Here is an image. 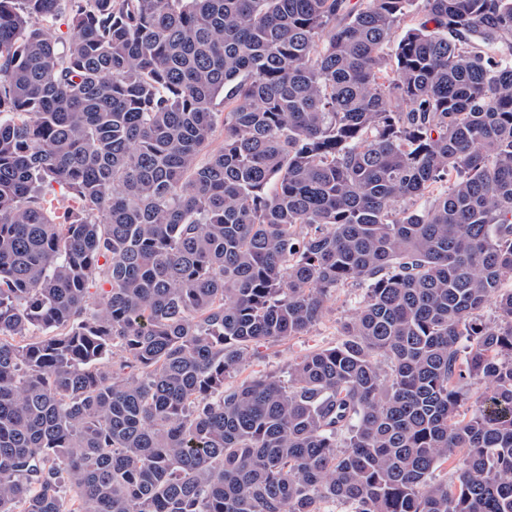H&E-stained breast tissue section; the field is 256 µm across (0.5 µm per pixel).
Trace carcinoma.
<instances>
[{"mask_svg":"<svg viewBox=\"0 0 512 512\" xmlns=\"http://www.w3.org/2000/svg\"><path fill=\"white\" fill-rule=\"evenodd\" d=\"M507 279L512 0H0V512H512ZM365 292L364 286L355 284L340 288L336 302L328 304L324 317L317 325L302 336L255 346L242 371L229 379V382H239L264 372L287 376L288 364L296 357L341 342L344 339L341 336L342 325L351 319L362 304Z\"/></svg>","mask_w":512,"mask_h":512,"instance_id":"1","label":"carcinoma"}]
</instances>
